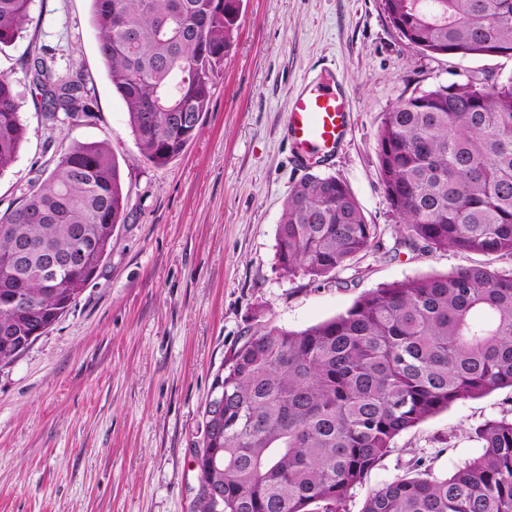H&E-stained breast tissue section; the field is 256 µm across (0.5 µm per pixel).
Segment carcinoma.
Instances as JSON below:
<instances>
[{
  "instance_id": "obj_1",
  "label": "carcinoma",
  "mask_w": 512,
  "mask_h": 512,
  "mask_svg": "<svg viewBox=\"0 0 512 512\" xmlns=\"http://www.w3.org/2000/svg\"><path fill=\"white\" fill-rule=\"evenodd\" d=\"M32 0H0V50L21 37ZM98 51L141 156L161 166L193 141L209 110L242 0H91ZM423 54L512 49V0H381ZM46 120L89 115L82 79L47 55L29 60ZM28 135L0 75V172ZM378 180L397 218L392 250L454 248L512 259V75L420 89L386 112ZM119 163L105 142L73 143L21 204L0 215V366L15 362L72 305L126 217ZM349 187L311 174L283 203L282 275L323 281L381 245ZM35 240L36 252L19 244ZM79 250L52 284L51 261ZM194 449V512H349L351 491L395 437L452 403L512 387V270L486 265L408 277L301 330L266 325L218 370ZM480 455L446 477L416 461L371 491L360 512H512V417L476 430Z\"/></svg>"
}]
</instances>
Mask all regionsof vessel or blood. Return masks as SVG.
<instances>
[{
  "mask_svg": "<svg viewBox=\"0 0 512 512\" xmlns=\"http://www.w3.org/2000/svg\"><path fill=\"white\" fill-rule=\"evenodd\" d=\"M350 112L343 84L297 93L288 110L287 131L301 161L331 158L346 134Z\"/></svg>",
  "mask_w": 512,
  "mask_h": 512,
  "instance_id": "vessel-or-blood-1",
  "label": "vessel or blood"
}]
</instances>
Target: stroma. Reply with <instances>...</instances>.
<instances>
[{
	"label": "stroma",
	"mask_w": 512,
	"mask_h": 512,
	"mask_svg": "<svg viewBox=\"0 0 512 512\" xmlns=\"http://www.w3.org/2000/svg\"><path fill=\"white\" fill-rule=\"evenodd\" d=\"M30 16L22 38L0 52V75L12 81L28 126L0 175V213L74 142L110 145L128 205L77 302L0 368V512H192V450L212 381L256 328H306L408 277L488 262L512 268L454 249L392 255L397 220L377 155L382 119L400 97L472 74L511 75L512 57L422 55L393 29L381 0H243L197 137L156 166L142 159L108 79L91 0H33ZM46 48L59 71L86 84L90 116L44 119L27 61ZM332 81L349 92V132L331 159L300 163L287 134L291 100ZM311 173L345 182L383 242L317 282L283 276L276 261L283 202ZM503 416L512 417L511 387L401 433L353 489L350 512L416 459L441 476L475 458L476 427Z\"/></svg>",
	"instance_id": "35a3bbf8"
}]
</instances>
